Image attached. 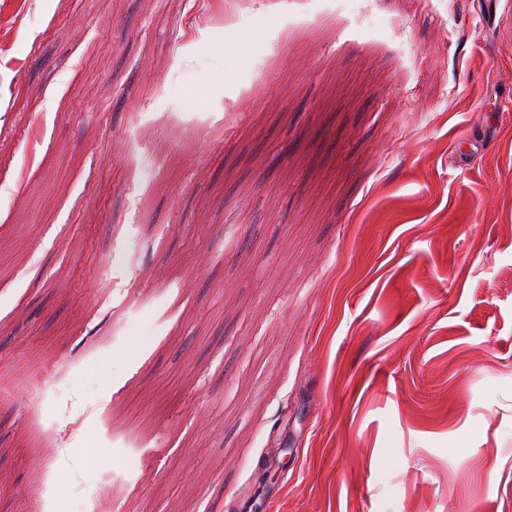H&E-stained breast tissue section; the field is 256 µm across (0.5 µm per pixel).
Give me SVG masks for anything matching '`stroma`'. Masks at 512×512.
<instances>
[{
	"instance_id": "stroma-1",
	"label": "stroma",
	"mask_w": 512,
	"mask_h": 512,
	"mask_svg": "<svg viewBox=\"0 0 512 512\" xmlns=\"http://www.w3.org/2000/svg\"><path fill=\"white\" fill-rule=\"evenodd\" d=\"M512 512V0H0V512Z\"/></svg>"
}]
</instances>
